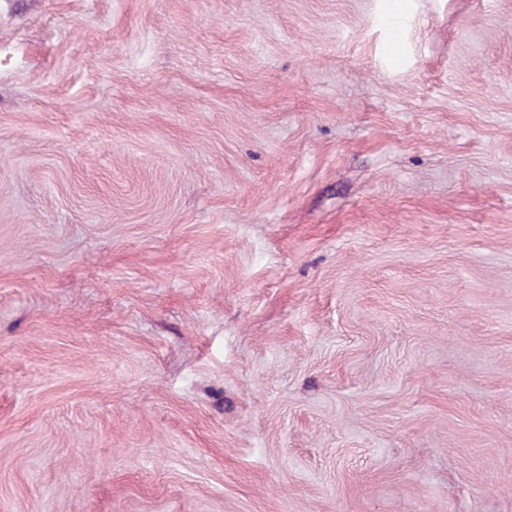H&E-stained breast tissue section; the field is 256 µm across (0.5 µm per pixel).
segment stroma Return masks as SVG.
I'll list each match as a JSON object with an SVG mask.
<instances>
[{
	"instance_id": "35a3bbf8",
	"label": "stroma",
	"mask_w": 512,
	"mask_h": 512,
	"mask_svg": "<svg viewBox=\"0 0 512 512\" xmlns=\"http://www.w3.org/2000/svg\"><path fill=\"white\" fill-rule=\"evenodd\" d=\"M0 512H512V0H0Z\"/></svg>"
}]
</instances>
